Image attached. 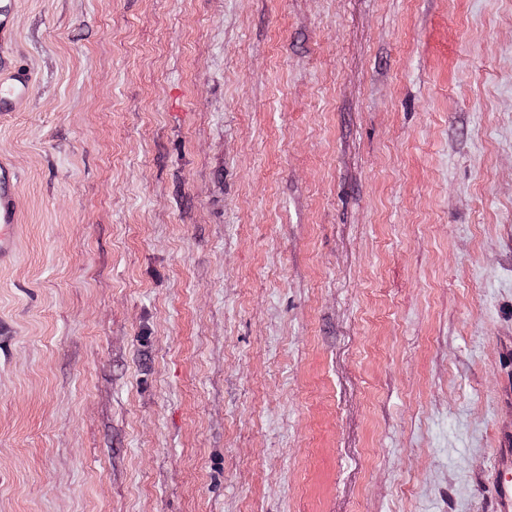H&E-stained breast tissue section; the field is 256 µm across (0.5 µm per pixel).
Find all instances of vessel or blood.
<instances>
[{
	"label": "vessel or blood",
	"instance_id": "b4317fda",
	"mask_svg": "<svg viewBox=\"0 0 512 512\" xmlns=\"http://www.w3.org/2000/svg\"><path fill=\"white\" fill-rule=\"evenodd\" d=\"M14 0H0V118L14 112L32 92L28 71L14 56ZM18 175L8 163H0V265L12 262L18 223Z\"/></svg>",
	"mask_w": 512,
	"mask_h": 512
}]
</instances>
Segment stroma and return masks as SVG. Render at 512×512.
<instances>
[{
	"label": "stroma",
	"instance_id": "stroma-1",
	"mask_svg": "<svg viewBox=\"0 0 512 512\" xmlns=\"http://www.w3.org/2000/svg\"><path fill=\"white\" fill-rule=\"evenodd\" d=\"M0 512H493L512 0H16Z\"/></svg>",
	"mask_w": 512,
	"mask_h": 512
}]
</instances>
